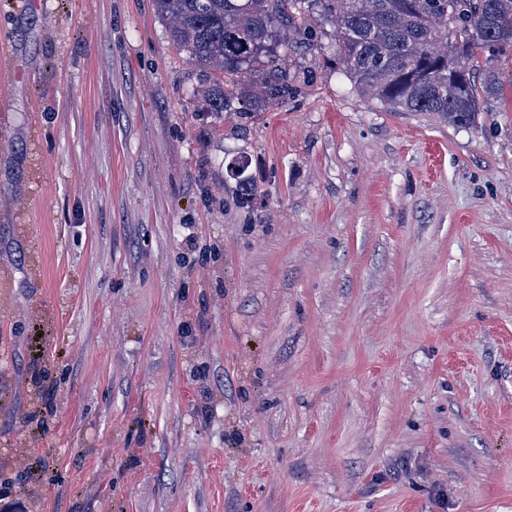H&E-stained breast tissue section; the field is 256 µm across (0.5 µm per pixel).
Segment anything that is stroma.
Instances as JSON below:
<instances>
[{
  "label": "stroma",
  "instance_id": "obj_1",
  "mask_svg": "<svg viewBox=\"0 0 512 512\" xmlns=\"http://www.w3.org/2000/svg\"><path fill=\"white\" fill-rule=\"evenodd\" d=\"M335 54L242 133L152 0H0V508L512 512V52L464 128ZM248 167L247 161L244 158L236 160L231 168L234 175L238 178V192L241 203H248L253 196L257 194L256 186L249 180L248 177L244 176V173Z\"/></svg>",
  "mask_w": 512,
  "mask_h": 512
}]
</instances>
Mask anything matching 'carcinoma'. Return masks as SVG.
Here are the masks:
<instances>
[{"label": "carcinoma", "mask_w": 512, "mask_h": 512, "mask_svg": "<svg viewBox=\"0 0 512 512\" xmlns=\"http://www.w3.org/2000/svg\"><path fill=\"white\" fill-rule=\"evenodd\" d=\"M171 37L214 72L196 90L211 112L253 118L298 92L288 72L262 59L318 24L336 32V66L362 95L396 112H430L467 127L500 95L496 65L512 47V0H154ZM234 162L241 203L257 194Z\"/></svg>", "instance_id": "carcinoma-1"}]
</instances>
